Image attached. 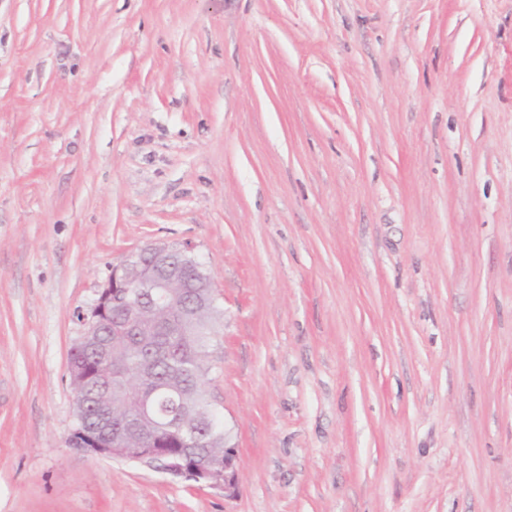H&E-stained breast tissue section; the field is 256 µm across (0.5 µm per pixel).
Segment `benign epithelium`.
I'll return each mask as SVG.
<instances>
[{"label": "benign epithelium", "mask_w": 512, "mask_h": 512, "mask_svg": "<svg viewBox=\"0 0 512 512\" xmlns=\"http://www.w3.org/2000/svg\"><path fill=\"white\" fill-rule=\"evenodd\" d=\"M183 250L166 244L147 245L112 265L90 315L82 317L85 332L73 348L68 363L70 382L76 386L77 416L68 443L103 458L156 467L173 479L220 487L232 494L236 488L234 449L227 450L220 463L209 456H190L183 451L168 450L165 447L166 433L154 420L150 395L144 393L140 396L136 420H120L116 426L110 420L104 427H92L87 421L89 397L77 389L79 385L86 386L99 380V365L112 367V342L103 339V326H110L114 336H153L155 332L146 322L155 310L184 308L178 302L176 289L185 288V284L169 271L174 256ZM131 292L137 302L126 310L115 307L120 298ZM129 388L125 373L113 372L100 386L96 400L110 412L112 401L118 400ZM132 433L138 435L136 448L127 447Z\"/></svg>", "instance_id": "7a95c632"}]
</instances>
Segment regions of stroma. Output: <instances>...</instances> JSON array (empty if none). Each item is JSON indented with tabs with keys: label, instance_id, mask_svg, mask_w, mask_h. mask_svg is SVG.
<instances>
[{
	"label": "stroma",
	"instance_id": "1",
	"mask_svg": "<svg viewBox=\"0 0 512 512\" xmlns=\"http://www.w3.org/2000/svg\"><path fill=\"white\" fill-rule=\"evenodd\" d=\"M159 241L229 496L67 443ZM0 512H512V0H0Z\"/></svg>",
	"mask_w": 512,
	"mask_h": 512
}]
</instances>
